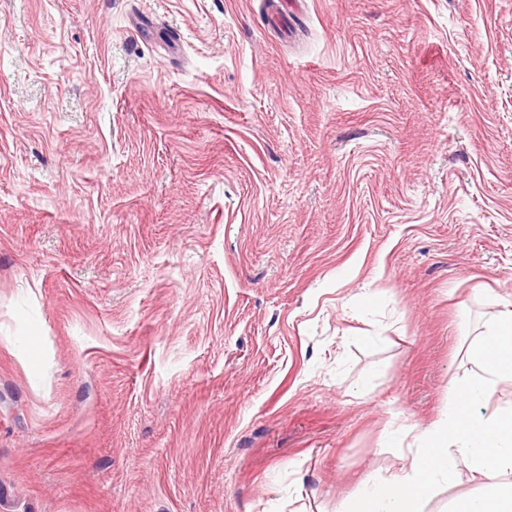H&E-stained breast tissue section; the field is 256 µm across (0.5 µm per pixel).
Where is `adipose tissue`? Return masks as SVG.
Returning <instances> with one entry per match:
<instances>
[{
	"label": "adipose tissue",
	"mask_w": 512,
	"mask_h": 512,
	"mask_svg": "<svg viewBox=\"0 0 512 512\" xmlns=\"http://www.w3.org/2000/svg\"><path fill=\"white\" fill-rule=\"evenodd\" d=\"M495 312L474 350L482 375L453 385L448 406L424 426L390 422L384 445L407 446L409 467L389 477L366 476L347 496L341 512H423L458 461H466L484 487L481 494L454 500L453 512H512V406L477 415L473 405L502 382L512 383V302L492 298Z\"/></svg>",
	"instance_id": "ef3b65f1"
}]
</instances>
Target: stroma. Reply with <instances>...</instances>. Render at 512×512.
<instances>
[{"label": "stroma", "mask_w": 512, "mask_h": 512, "mask_svg": "<svg viewBox=\"0 0 512 512\" xmlns=\"http://www.w3.org/2000/svg\"><path fill=\"white\" fill-rule=\"evenodd\" d=\"M512 301V0H0V512H339Z\"/></svg>", "instance_id": "1"}]
</instances>
